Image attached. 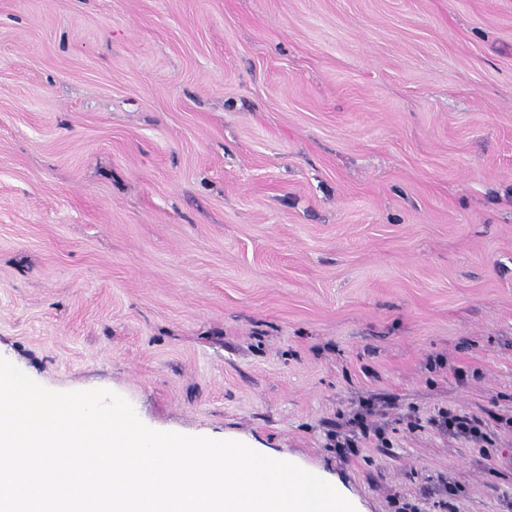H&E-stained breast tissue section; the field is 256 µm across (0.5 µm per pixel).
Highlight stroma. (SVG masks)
Here are the masks:
<instances>
[{
    "label": "stroma",
    "instance_id": "35a3bbf8",
    "mask_svg": "<svg viewBox=\"0 0 512 512\" xmlns=\"http://www.w3.org/2000/svg\"><path fill=\"white\" fill-rule=\"evenodd\" d=\"M0 357L512 512V0H0Z\"/></svg>",
    "mask_w": 512,
    "mask_h": 512
}]
</instances>
